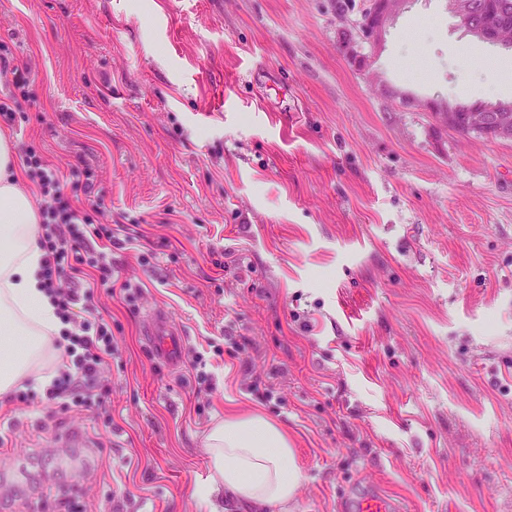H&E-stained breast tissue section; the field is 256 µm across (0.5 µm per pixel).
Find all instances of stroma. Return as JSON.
Segmentation results:
<instances>
[{"label":"stroma","instance_id":"1","mask_svg":"<svg viewBox=\"0 0 512 512\" xmlns=\"http://www.w3.org/2000/svg\"><path fill=\"white\" fill-rule=\"evenodd\" d=\"M367 5L0 0L31 77L0 130L67 194L90 166L114 229L109 412L0 394V512H206L209 427L255 413L302 468L290 512H512V140L427 109L512 101V52L410 0L374 81L347 55ZM147 336H151V340L161 358L173 365L179 362L181 338L164 314L158 317L153 327L147 332ZM343 512H393V503L383 495H369L342 503Z\"/></svg>","mask_w":512,"mask_h":512}]
</instances>
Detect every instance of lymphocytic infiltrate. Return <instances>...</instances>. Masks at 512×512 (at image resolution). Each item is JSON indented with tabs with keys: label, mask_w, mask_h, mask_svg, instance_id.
I'll return each mask as SVG.
<instances>
[{
	"label": "lymphocytic infiltrate",
	"mask_w": 512,
	"mask_h": 512,
	"mask_svg": "<svg viewBox=\"0 0 512 512\" xmlns=\"http://www.w3.org/2000/svg\"><path fill=\"white\" fill-rule=\"evenodd\" d=\"M26 165L29 179L39 186L44 197L39 208L40 245L45 252L43 287L66 325L57 345L74 365L73 370H60L47 388L46 398H66L76 406L102 412L106 401L96 392L97 376L101 364L112 354V329L103 321L92 327L78 320L75 306L91 304L93 293H78L77 289L65 287L64 282L79 275L86 265L98 269L102 277H109L104 253L92 250L89 242L111 240L112 226L102 198L90 199L89 214L79 215L72 199L62 192L58 173L41 156L27 155Z\"/></svg>",
	"instance_id": "f902f5d3"
}]
</instances>
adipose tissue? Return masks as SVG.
<instances>
[{"mask_svg":"<svg viewBox=\"0 0 512 512\" xmlns=\"http://www.w3.org/2000/svg\"><path fill=\"white\" fill-rule=\"evenodd\" d=\"M38 224L13 144L0 135V394L26 378L50 384L43 368L54 354L52 336L63 329L42 288ZM206 442L208 475L195 490L201 504L223 491L253 512H288L303 474L284 429L259 414L228 415L214 421Z\"/></svg>","mask_w":512,"mask_h":512,"instance_id":"obj_1","label":"adipose tissue"}]
</instances>
